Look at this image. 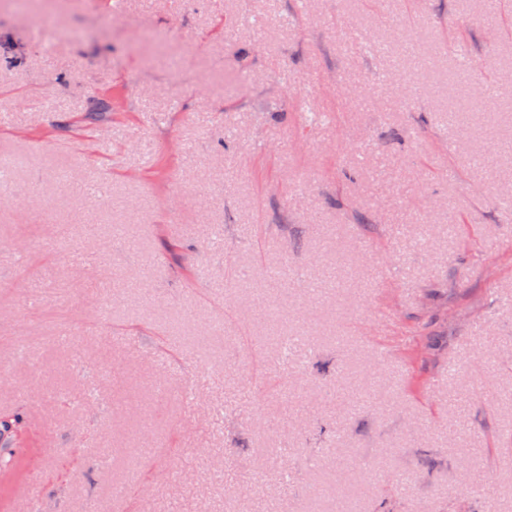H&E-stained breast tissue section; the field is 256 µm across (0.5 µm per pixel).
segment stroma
Wrapping results in <instances>:
<instances>
[{"label":"stroma","instance_id":"1","mask_svg":"<svg viewBox=\"0 0 512 512\" xmlns=\"http://www.w3.org/2000/svg\"><path fill=\"white\" fill-rule=\"evenodd\" d=\"M496 8L0 0V512H512Z\"/></svg>","mask_w":512,"mask_h":512}]
</instances>
